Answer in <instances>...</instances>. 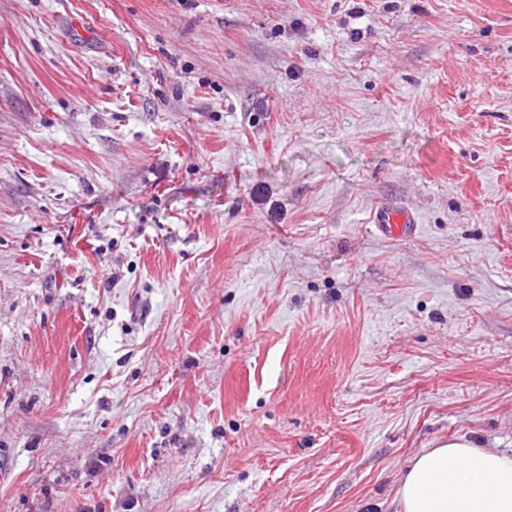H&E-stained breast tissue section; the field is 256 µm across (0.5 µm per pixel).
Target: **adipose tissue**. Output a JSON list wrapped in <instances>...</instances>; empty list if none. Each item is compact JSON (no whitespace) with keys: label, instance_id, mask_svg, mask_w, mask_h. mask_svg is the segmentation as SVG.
Masks as SVG:
<instances>
[{"label":"adipose tissue","instance_id":"1","mask_svg":"<svg viewBox=\"0 0 512 512\" xmlns=\"http://www.w3.org/2000/svg\"><path fill=\"white\" fill-rule=\"evenodd\" d=\"M394 512H512V455L455 438L415 455Z\"/></svg>","mask_w":512,"mask_h":512}]
</instances>
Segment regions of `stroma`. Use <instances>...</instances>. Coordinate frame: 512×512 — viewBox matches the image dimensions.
I'll list each match as a JSON object with an SVG mask.
<instances>
[{"mask_svg":"<svg viewBox=\"0 0 512 512\" xmlns=\"http://www.w3.org/2000/svg\"><path fill=\"white\" fill-rule=\"evenodd\" d=\"M458 437L512 454V0H0V512H387ZM372 224L376 230L385 236L408 237L417 227L414 214L393 205H384L374 211Z\"/></svg>","mask_w":512,"mask_h":512,"instance_id":"obj_1","label":"stroma"}]
</instances>
